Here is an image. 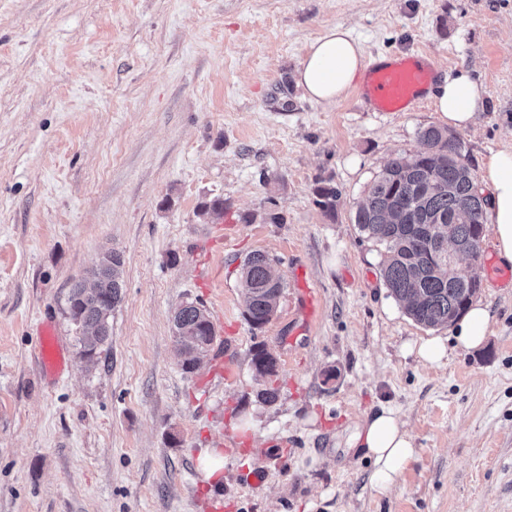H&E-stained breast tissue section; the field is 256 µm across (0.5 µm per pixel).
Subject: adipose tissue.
I'll return each instance as SVG.
<instances>
[{
    "instance_id": "adipose-tissue-1",
    "label": "adipose tissue",
    "mask_w": 512,
    "mask_h": 512,
    "mask_svg": "<svg viewBox=\"0 0 512 512\" xmlns=\"http://www.w3.org/2000/svg\"><path fill=\"white\" fill-rule=\"evenodd\" d=\"M369 64L362 44L338 24L309 43L296 82L312 100L333 105L346 97ZM427 96L441 120L456 129L467 128L484 103L482 85L464 69L438 81ZM483 171L490 193L493 247L504 264L512 265V146L487 156ZM347 446L365 449L374 466L371 482L380 492L394 485L415 455L404 421L385 408L368 415Z\"/></svg>"
}]
</instances>
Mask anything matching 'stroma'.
<instances>
[{"label":"stroma","instance_id":"stroma-1","mask_svg":"<svg viewBox=\"0 0 512 512\" xmlns=\"http://www.w3.org/2000/svg\"><path fill=\"white\" fill-rule=\"evenodd\" d=\"M337 24L369 55L420 51L483 84L484 110L456 136L486 194L484 158L512 144V0H0V512H206L217 493L236 512H512V282L491 281L490 242L460 257L490 314L471 350L390 296L355 205L442 121L425 98L410 112L354 90L306 98L293 77ZM327 181L331 212L315 194ZM217 197L223 214H201ZM110 251L123 299L87 365L66 299ZM256 251L285 284L259 330L241 288ZM300 268L317 298L307 322ZM191 301L223 345L187 373L171 314ZM44 324L67 363L56 376L38 359ZM435 336L447 350L432 363L419 347ZM260 343L277 359L271 403L257 397ZM383 406L415 457L380 496L346 441ZM211 448L224 468L206 480Z\"/></svg>","mask_w":512,"mask_h":512}]
</instances>
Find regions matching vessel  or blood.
Masks as SVG:
<instances>
[{"instance_id": "vessel-or-blood-1", "label": "vessel or blood", "mask_w": 512, "mask_h": 512, "mask_svg": "<svg viewBox=\"0 0 512 512\" xmlns=\"http://www.w3.org/2000/svg\"><path fill=\"white\" fill-rule=\"evenodd\" d=\"M437 73L418 53L411 52L392 62L371 68L366 74L362 96L378 112H408L436 80ZM39 355L50 373H58L63 358L51 327L39 335Z\"/></svg>"}]
</instances>
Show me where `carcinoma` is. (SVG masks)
Here are the masks:
<instances>
[{"mask_svg": "<svg viewBox=\"0 0 512 512\" xmlns=\"http://www.w3.org/2000/svg\"><path fill=\"white\" fill-rule=\"evenodd\" d=\"M425 149L392 159L356 205L355 224L368 238L384 247L381 277L390 295L407 315L429 328L456 322L472 302L477 277L461 268L459 256L478 259L480 242L487 231L486 201L474 190L470 167L458 151L457 137L430 126L420 134ZM319 204L336 208V186L316 188ZM99 265L105 275L89 288L73 284L67 298L68 315L76 327L81 358L95 359L112 336V309L122 300L123 259L106 254ZM272 259L256 251L242 268L241 285L246 296V318L254 329L274 315L284 284L267 290ZM172 333L182 355V368L195 371L209 355L215 337L207 310L187 302L176 309ZM252 363L268 380L259 393L264 401L276 399L273 387L276 360L265 345L252 348Z\"/></svg>", "mask_w": 512, "mask_h": 512, "instance_id": "obj_1", "label": "carcinoma"}]
</instances>
